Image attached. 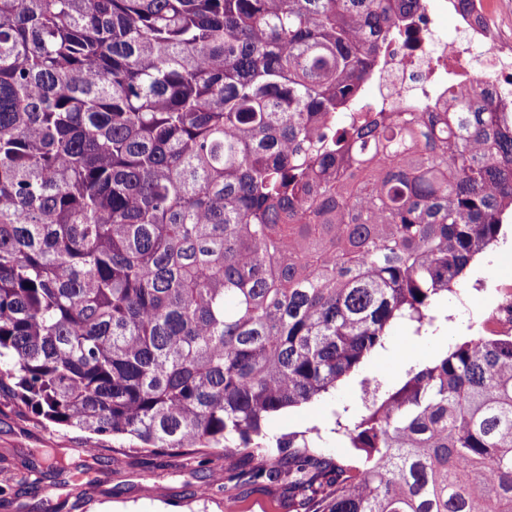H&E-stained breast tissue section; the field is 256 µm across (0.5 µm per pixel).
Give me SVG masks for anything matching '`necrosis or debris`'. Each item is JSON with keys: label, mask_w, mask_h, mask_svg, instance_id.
Segmentation results:
<instances>
[{"label": "necrosis or debris", "mask_w": 512, "mask_h": 512, "mask_svg": "<svg viewBox=\"0 0 512 512\" xmlns=\"http://www.w3.org/2000/svg\"><path fill=\"white\" fill-rule=\"evenodd\" d=\"M423 7L417 40L389 41L384 59L369 84L376 112H424L448 100L449 85L493 94L501 111L512 113V27L498 18V0H477L472 11L458 0ZM453 16L460 37H439V20Z\"/></svg>", "instance_id": "obj_1"}]
</instances>
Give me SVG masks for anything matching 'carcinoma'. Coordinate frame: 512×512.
<instances>
[{"label":"carcinoma","instance_id":"1","mask_svg":"<svg viewBox=\"0 0 512 512\" xmlns=\"http://www.w3.org/2000/svg\"><path fill=\"white\" fill-rule=\"evenodd\" d=\"M421 0H0V391L158 457L232 453L295 512H512V335L334 454L266 424L439 330L512 211V117L349 112Z\"/></svg>","mask_w":512,"mask_h":512}]
</instances>
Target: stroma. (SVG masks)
Returning <instances> with one entry per match:
<instances>
[{
    "mask_svg": "<svg viewBox=\"0 0 512 512\" xmlns=\"http://www.w3.org/2000/svg\"><path fill=\"white\" fill-rule=\"evenodd\" d=\"M479 276L444 306L452 311L459 329L444 335L418 336L413 327L395 324L392 341L412 340L415 364L434 362L441 345L456 344L484 332L493 310L512 299V249H494L480 256ZM407 378L393 357H373L338 384L335 397L320 398L272 418L267 429L320 433L335 440L336 423L350 424L372 404L363 384L382 390L399 388ZM88 436L75 429L39 424L10 395L0 393V512H51L66 501L64 512H289L288 491L273 483L251 490L239 486L237 457L217 451L206 461L195 457L157 458L146 453L122 452L87 456ZM83 468L79 481L62 486L45 469L27 471L41 452Z\"/></svg>",
    "mask_w": 512,
    "mask_h": 512,
    "instance_id": "stroma-1",
    "label": "stroma"
}]
</instances>
